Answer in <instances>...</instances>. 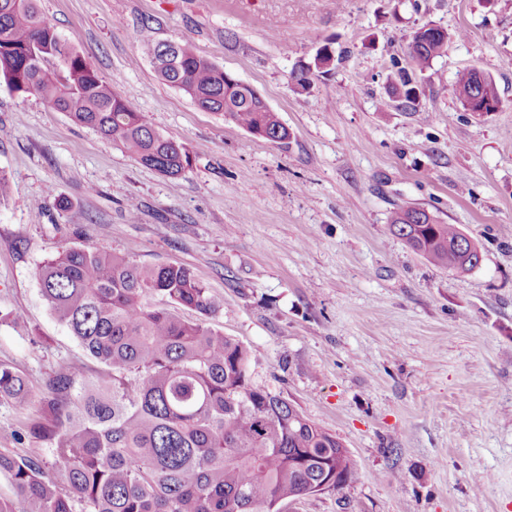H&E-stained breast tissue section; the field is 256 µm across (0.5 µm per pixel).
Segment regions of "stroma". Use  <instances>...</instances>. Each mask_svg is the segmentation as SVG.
I'll list each match as a JSON object with an SVG mask.
<instances>
[{"mask_svg":"<svg viewBox=\"0 0 512 512\" xmlns=\"http://www.w3.org/2000/svg\"><path fill=\"white\" fill-rule=\"evenodd\" d=\"M59 36L192 165L169 178L0 84V361L45 383L102 366L44 301L36 268L64 248L189 266L224 299L214 326L255 379L335 434L358 478L283 512H512V0H39ZM454 36L390 103L419 27ZM189 40L278 113L281 147L162 81L145 41ZM331 45L308 92L291 71ZM476 67L501 108L455 94ZM138 212H131L130 202ZM419 206L477 242L460 275L388 228ZM38 405L0 401V452L37 455ZM417 85L412 83V80L405 70V67L398 69L396 76L391 79L389 85V99L391 102L396 103V106L417 111V102L419 93Z\"/></svg>","mask_w":512,"mask_h":512,"instance_id":"1","label":"stroma"}]
</instances>
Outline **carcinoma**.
Returning <instances> with one entry per match:
<instances>
[{"mask_svg":"<svg viewBox=\"0 0 512 512\" xmlns=\"http://www.w3.org/2000/svg\"><path fill=\"white\" fill-rule=\"evenodd\" d=\"M450 40L440 27L415 32L406 64L429 67ZM141 51L199 109L288 145V128L263 110L258 92L225 82L224 69L192 42L178 43L174 63L162 58L159 43L147 41ZM1 81L164 176L191 166L187 147L114 93L60 38L37 0H0ZM416 90L401 67L389 99L415 111ZM457 91L463 102L480 96L500 103L493 81L480 84L474 67L459 75ZM390 230L428 262L459 274L482 258L457 225L423 208H396ZM35 276L56 318L107 373L88 376L66 363L53 371L27 426L46 454L0 452V474L14 492L0 497V512H16L17 500L22 512H280L284 501L313 495L326 482L344 487L356 478L336 435L254 380L251 352L213 328L209 319L222 302L190 267L65 248ZM182 310L199 318L186 320ZM34 398L33 381L0 362V401Z\"/></svg>","mask_w":512,"mask_h":512,"instance_id":"obj_1","label":"carcinoma"}]
</instances>
